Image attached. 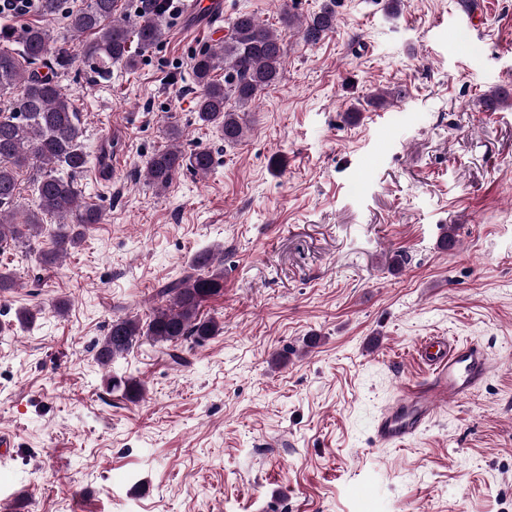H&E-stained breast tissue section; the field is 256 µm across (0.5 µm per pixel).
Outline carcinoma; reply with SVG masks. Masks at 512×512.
Returning a JSON list of instances; mask_svg holds the SVG:
<instances>
[{"instance_id": "carcinoma-1", "label": "carcinoma", "mask_w": 512, "mask_h": 512, "mask_svg": "<svg viewBox=\"0 0 512 512\" xmlns=\"http://www.w3.org/2000/svg\"><path fill=\"white\" fill-rule=\"evenodd\" d=\"M334 0L300 23L307 43L319 41L336 28ZM117 0H86L67 14L68 33L93 41L79 49L52 48L55 38L38 22L0 26V101L8 105L0 113V245L19 244L41 230L46 216L57 219L52 248L40 253L45 267L54 266L77 248L85 230L102 220L101 210L80 201L75 176L90 162L83 138L84 126L74 103L61 90L56 75L72 68L78 59L88 63L89 77L101 79L114 64L134 69L139 56L133 48L147 50L164 36L165 14L161 0H134L133 14L116 12ZM224 39L200 49L192 57V75L199 88L195 122L216 129L227 144L244 136L241 113L257 96L281 79L286 50L277 30L252 13H238L227 22ZM48 69L42 74L37 66ZM224 71V80L215 78ZM512 104V95L493 89L480 99L486 112ZM188 169L206 176L214 168L211 151L185 154L176 146L155 152L146 162L144 178L159 195L175 177ZM28 174L37 199L22 223L10 220L9 207L20 173ZM192 272L172 280L155 293L157 305L148 321L136 316L112 320L96 344V361L103 367L138 345L149 341L175 366L188 364L184 343H199L220 331L214 318L201 315L203 304L224 290V268L210 251L198 252ZM106 386L130 401L143 396V384L132 377L109 376Z\"/></svg>"}]
</instances>
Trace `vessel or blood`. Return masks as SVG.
I'll return each instance as SVG.
<instances>
[{
    "label": "vessel or blood",
    "instance_id": "b4317fda",
    "mask_svg": "<svg viewBox=\"0 0 512 512\" xmlns=\"http://www.w3.org/2000/svg\"><path fill=\"white\" fill-rule=\"evenodd\" d=\"M420 351L428 375L380 414L373 432L377 447L397 446L419 435L430 426L439 405L471 399L490 371L487 351L474 343L429 336L422 340Z\"/></svg>",
    "mask_w": 512,
    "mask_h": 512
}]
</instances>
